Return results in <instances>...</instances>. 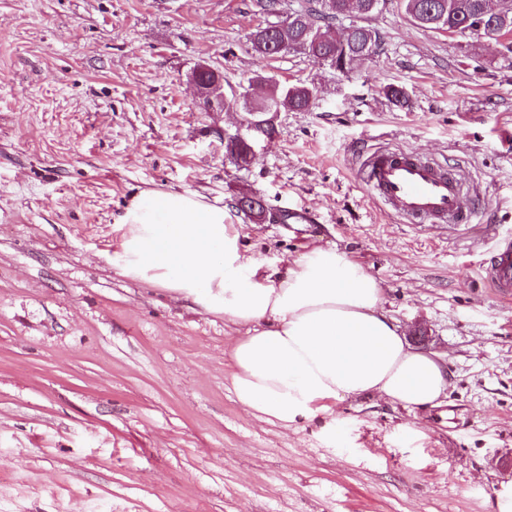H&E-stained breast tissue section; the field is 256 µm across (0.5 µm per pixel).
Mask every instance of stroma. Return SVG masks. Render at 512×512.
Instances as JSON below:
<instances>
[{
  "label": "stroma",
  "instance_id": "obj_1",
  "mask_svg": "<svg viewBox=\"0 0 512 512\" xmlns=\"http://www.w3.org/2000/svg\"><path fill=\"white\" fill-rule=\"evenodd\" d=\"M250 0H0V512H490L512 479V300L478 269L512 233V62L499 43L413 24L388 0L381 50L341 73L255 55ZM260 73L319 93L278 113L249 167L225 154L244 109L208 111L187 74ZM395 86L405 104L390 100ZM402 149L458 169L480 209L462 231L406 224L361 186ZM231 208L260 263L313 244L363 265L404 332L427 329L450 387L436 407L373 396L285 428L231 385L237 333L130 280L115 222L144 191ZM254 191L307 224L234 211Z\"/></svg>",
  "mask_w": 512,
  "mask_h": 512
}]
</instances>
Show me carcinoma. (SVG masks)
<instances>
[{"label": "carcinoma", "instance_id": "1", "mask_svg": "<svg viewBox=\"0 0 512 512\" xmlns=\"http://www.w3.org/2000/svg\"><path fill=\"white\" fill-rule=\"evenodd\" d=\"M381 0H293L289 5L293 20L278 26L270 20L284 8L285 0H251L254 14L263 18L249 36L250 48L264 58L280 55L269 47L285 46L288 53L306 56L317 52L325 63L351 71L359 61L369 60L378 52L380 42L376 32L363 24L380 5ZM488 0H397V6L417 26L442 29L461 36H477L494 41L512 36V0H499L503 16L490 36L484 31L459 29L462 18L487 5ZM271 94L263 104L250 107L252 112H306L311 107L316 89L304 83L281 84L267 78ZM235 207L262 222L270 213L264 199L253 193L236 198Z\"/></svg>", "mask_w": 512, "mask_h": 512}]
</instances>
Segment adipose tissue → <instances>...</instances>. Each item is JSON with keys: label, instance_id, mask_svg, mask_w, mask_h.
I'll return each mask as SVG.
<instances>
[{"label": "adipose tissue", "instance_id": "adipose-tissue-1", "mask_svg": "<svg viewBox=\"0 0 512 512\" xmlns=\"http://www.w3.org/2000/svg\"><path fill=\"white\" fill-rule=\"evenodd\" d=\"M228 218L196 194L146 191L116 222V255L124 276L244 328L230 359L247 413L285 427L322 415L339 441L337 402L371 395L428 408L447 397L441 355L407 342L361 264L314 245L285 268L263 266Z\"/></svg>", "mask_w": 512, "mask_h": 512}]
</instances>
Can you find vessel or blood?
Returning <instances> with one entry per match:
<instances>
[{
	"instance_id": "obj_1",
	"label": "vessel or blood",
	"mask_w": 512,
	"mask_h": 512,
	"mask_svg": "<svg viewBox=\"0 0 512 512\" xmlns=\"http://www.w3.org/2000/svg\"><path fill=\"white\" fill-rule=\"evenodd\" d=\"M362 182L384 205L410 222L448 229L471 223L475 209L459 174L452 168L403 150L367 157ZM481 278L497 293L512 296V237L493 240Z\"/></svg>"
}]
</instances>
